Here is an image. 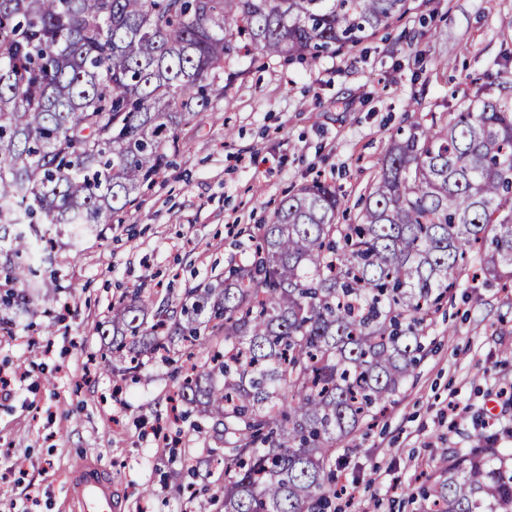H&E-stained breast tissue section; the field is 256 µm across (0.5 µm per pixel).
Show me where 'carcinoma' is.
I'll return each mask as SVG.
<instances>
[{"label": "carcinoma", "instance_id": "obj_1", "mask_svg": "<svg viewBox=\"0 0 512 512\" xmlns=\"http://www.w3.org/2000/svg\"><path fill=\"white\" fill-rule=\"evenodd\" d=\"M410 0H0V224L20 225L4 304L34 310L40 267L18 261L39 224L88 231L132 206L180 127L224 95L240 38L264 59L339 55L402 21ZM335 186L280 200L248 261L179 308L113 309V363L176 339L224 336L178 398L211 424L222 498L199 512H333L339 443L395 402L426 355L428 321L482 254L512 285V106L463 102L390 139L357 224ZM509 213H504V210ZM497 439L446 448L426 512H512Z\"/></svg>", "mask_w": 512, "mask_h": 512}]
</instances>
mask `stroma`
<instances>
[{"mask_svg": "<svg viewBox=\"0 0 512 512\" xmlns=\"http://www.w3.org/2000/svg\"><path fill=\"white\" fill-rule=\"evenodd\" d=\"M237 68L122 223L83 236L53 226L37 311L0 307V374L14 378L0 397V512H75L68 490L85 458L111 475L119 512H197L174 479L191 468L197 488L221 495L211 428L173 418L180 375L158 357L134 376L105 367L102 324L132 294L176 307L243 263L249 230L313 178L336 185L344 223H356L399 128L446 119L463 100L512 102V0H413L367 48ZM412 97L420 110L404 111ZM427 343L395 404L341 442L336 512H420V475L443 449L492 434L512 449V292L462 279Z\"/></svg>", "mask_w": 512, "mask_h": 512, "instance_id": "stroma-1", "label": "stroma"}]
</instances>
